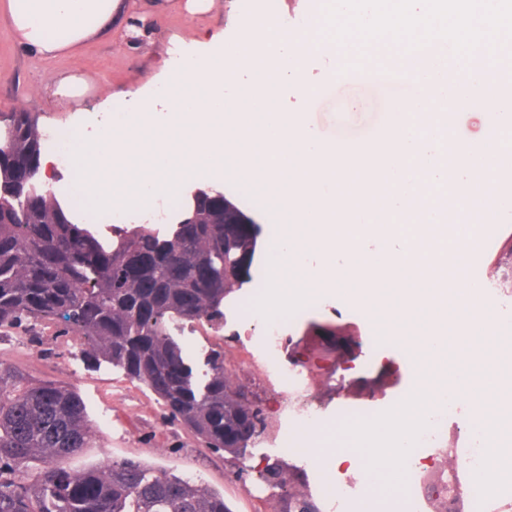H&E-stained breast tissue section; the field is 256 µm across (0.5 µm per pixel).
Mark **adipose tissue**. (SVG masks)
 Listing matches in <instances>:
<instances>
[{
  "label": "adipose tissue",
  "mask_w": 512,
  "mask_h": 512,
  "mask_svg": "<svg viewBox=\"0 0 512 512\" xmlns=\"http://www.w3.org/2000/svg\"><path fill=\"white\" fill-rule=\"evenodd\" d=\"M125 9L124 0H6L10 36L41 63L111 33Z\"/></svg>",
  "instance_id": "obj_1"
}]
</instances>
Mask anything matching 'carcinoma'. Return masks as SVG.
Wrapping results in <instances>:
<instances>
[{"label":"carcinoma","instance_id":"carcinoma-1","mask_svg":"<svg viewBox=\"0 0 512 512\" xmlns=\"http://www.w3.org/2000/svg\"><path fill=\"white\" fill-rule=\"evenodd\" d=\"M0 328L62 318L87 358L148 387L170 417L230 456L265 423L239 398L212 351L197 378L174 322L224 318V299L255 249L250 225L222 193L199 192L162 232L127 226L103 238L71 223L60 196L35 189L16 159L40 162L42 133L28 112L0 113ZM94 428L74 390L26 384L0 362V512H231L224 495L140 461L73 471L58 461L88 446Z\"/></svg>","mask_w":512,"mask_h":512}]
</instances>
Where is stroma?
Segmentation results:
<instances>
[{"label": "stroma", "instance_id": "obj_1", "mask_svg": "<svg viewBox=\"0 0 512 512\" xmlns=\"http://www.w3.org/2000/svg\"><path fill=\"white\" fill-rule=\"evenodd\" d=\"M184 3L167 0L164 7L152 8L148 0H127L123 21L109 37L85 45L78 56L63 54L42 65L34 63L30 51L9 36L6 17L0 13V102L30 113L43 131L68 126L79 115L98 119L107 103L129 112L136 107L128 95L130 89L157 91L167 64L178 63L191 53L213 51L205 32L223 33L230 41L249 40L246 14L254 8L266 12L288 32L296 30L306 16L302 8L289 11L288 0H216L209 13L192 19L186 16ZM340 66L346 67V74L333 77L332 69ZM302 70L303 87L285 88L283 95L289 109L305 114L315 133L331 142L357 146L383 132L396 93L384 79L381 59L362 55L354 43L335 44L327 55L307 56ZM58 72L87 80L89 89L80 113H72L70 102L36 95V87L47 75ZM210 186L253 220L259 240L273 236L268 201L255 196L243 177L228 174ZM269 269L266 254L257 252L248 275L224 300L222 323L173 325L195 364H203L211 351H220L227 374L248 389L253 402L262 408L267 429L249 441L245 456L232 457L204 447L169 417L145 386L112 364L87 360L82 340L67 332L62 322L0 331V361L30 380L70 387L80 398L97 430L88 448L65 459L66 467L83 470L120 459L139 460L223 493L232 512H282L290 493L300 491L313 500L318 494L308 463L276 446V418L286 399L273 380L262 377L260 357L248 353L244 337L236 335L238 321L231 311L235 305L254 306L257 289L267 285ZM344 323V318L316 311L288 332L289 362L304 358L313 338L354 360L355 369L347 372L345 385L337 392L329 391L324 374L311 380L310 398L331 410L339 404L368 400L370 393L361 389V382L374 376L388 379L395 359L385 352L373 366L364 367L366 344L344 336ZM276 463L288 468L289 480L282 489L269 488L262 479L267 467Z\"/></svg>", "mask_w": 512, "mask_h": 512}]
</instances>
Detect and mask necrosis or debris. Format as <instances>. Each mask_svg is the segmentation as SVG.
<instances>
[{"label":"necrosis or debris","instance_id":"necrosis-or-debris-1","mask_svg":"<svg viewBox=\"0 0 512 512\" xmlns=\"http://www.w3.org/2000/svg\"><path fill=\"white\" fill-rule=\"evenodd\" d=\"M85 127H61L43 135V152L53 167L70 169L69 179L57 190L65 196L79 193L80 176L72 172L71 148L84 136ZM290 317L265 321L261 331L244 328L243 334L263 357V368L289 397L277 419L280 447L309 457L307 432L326 420L323 406L307 397L309 384L302 364H287L282 357ZM427 426L405 460V486L391 494L373 492L367 478L366 460L354 468L326 476L321 461L311 459L319 494L329 512H426L429 497L455 505L471 502L474 512H512V488L481 499L474 475L491 443L488 426L459 399H443L426 413Z\"/></svg>","mask_w":512,"mask_h":512}]
</instances>
